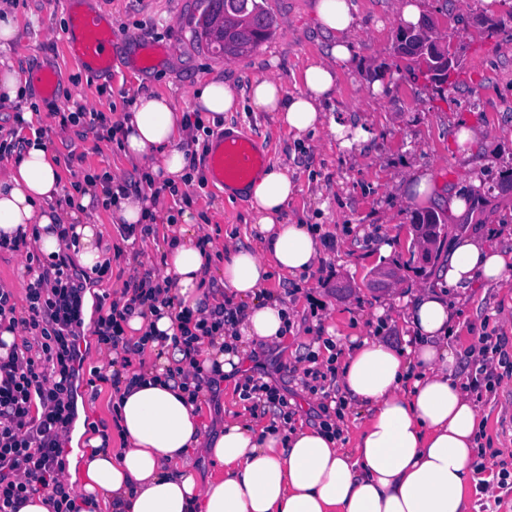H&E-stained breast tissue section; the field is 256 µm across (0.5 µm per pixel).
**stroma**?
Wrapping results in <instances>:
<instances>
[{
    "mask_svg": "<svg viewBox=\"0 0 512 512\" xmlns=\"http://www.w3.org/2000/svg\"><path fill=\"white\" fill-rule=\"evenodd\" d=\"M359 28L353 36L355 54L342 66L326 105L328 114L343 112L373 129L362 151L340 148L329 128L305 142H294L270 113L242 101L224 115L225 126L252 135L269 163L287 162L300 190L283 215L286 223L300 216L321 225L323 254L317 270L305 282L274 274L268 294L287 300L292 332L273 348L248 354L247 375L276 385L293 410L292 424H319L329 405L328 381L305 377L308 356L324 353L325 343L345 345L353 336L374 335L397 349L409 339L395 297L404 296L431 279L435 264L422 263L412 221L417 212L446 213V200H420L399 192L395 179L408 166L429 169L436 182L468 190V172L454 155L457 120L473 114L481 137L477 157L483 186L473 224L512 227V0H425L424 20L432 36L453 46L462 69L452 84L441 87L428 79L424 64L399 49L402 20L396 0H353ZM275 24L271 38L252 52L224 58L197 38L196 23L204 0H0L14 14L18 32L11 45L0 48V62L24 76L51 68L56 94L37 101L31 123L18 125L15 110L0 111V136L25 140L44 132L51 142L68 191L82 189L83 174H120L130 194L150 192L141 170L128 164L117 140L102 138L85 124H62V114L84 106L101 112L115 124L143 93L170 97L183 110L193 108V91L202 79L220 76L246 90L259 75L274 73L286 89H294L301 70L324 59L327 39L314 22V0H262ZM107 16L112 23V69L89 73L68 57L61 45L71 9ZM382 91L372 95V83ZM165 214L196 213L202 231L213 242L212 264L224 263V245L249 246L255 231L247 224L245 199H227L220 187L205 183L184 195H163ZM109 262L95 283L96 293L121 291L130 277L150 272L162 276L158 244L171 234L170 225L150 224L135 240L123 238L112 212L94 215ZM394 243L389 256L379 248ZM459 313L465 323L459 344L468 350L483 337L504 341L512 355V276L495 288L472 289ZM466 389L482 415L479 453L486 466L485 482L469 492L470 512H512V476L500 482L498 472L512 473V364L496 363L480 370L462 364ZM239 379L220 380L207 392L203 421L215 430L223 417L258 426L276 418L274 408L252 409L239 390Z\"/></svg>",
    "mask_w": 512,
    "mask_h": 512,
    "instance_id": "stroma-1",
    "label": "stroma"
}]
</instances>
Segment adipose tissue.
<instances>
[{"label": "adipose tissue", "mask_w": 512, "mask_h": 512, "mask_svg": "<svg viewBox=\"0 0 512 512\" xmlns=\"http://www.w3.org/2000/svg\"><path fill=\"white\" fill-rule=\"evenodd\" d=\"M315 20L329 37L325 60L306 66L295 91L271 76L248 88L252 105L273 113L294 139L328 126L340 147L369 142L370 127L327 118L324 104L334 91L339 65L353 54L357 17L351 0H317ZM242 96L214 77L194 92L197 120L169 98L138 96L120 120L118 138L125 159L142 164L160 188H185L198 175L181 144L191 123L222 120ZM119 178L90 179L81 199L68 195L50 143L29 138L18 162L0 173V235L38 227L36 245L46 255L61 251L65 235L77 237L80 265L104 266L99 227L89 216L93 199L124 224H153L159 206L129 195ZM299 186L287 165L259 171L242 186L250 204L257 246H224V265L215 276L232 305L242 308L234 324L198 344L196 359L231 375L241 368L248 343L275 345L289 331L288 308L262 298L273 273H311L322 254L320 232L307 223H284L282 215ZM210 243L191 210L162 247L164 276L172 283V306L128 319L129 335L145 338L147 362L138 379L116 397L115 436L69 435L71 474L78 483V512H468L466 490L476 482L472 460L482 425L460 374V348L453 343L458 313L452 292L498 284L512 271V251L491 231L457 234L448 241V259L433 282L399 298L401 320L414 337L398 350L363 338L341 361L337 383L361 406L363 421L351 447L339 446L332 432L302 425L280 432L224 419L204 435L201 398L170 380L167 371L183 354L161 344L176 331L174 312L199 321L217 304L200 283L210 269ZM119 448H111L112 439ZM216 472L200 476L198 452Z\"/></svg>", "instance_id": "obj_1"}]
</instances>
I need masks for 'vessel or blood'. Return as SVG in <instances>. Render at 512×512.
<instances>
[{
	"label": "vessel or blood",
	"instance_id": "vessel-or-blood-1",
	"mask_svg": "<svg viewBox=\"0 0 512 512\" xmlns=\"http://www.w3.org/2000/svg\"><path fill=\"white\" fill-rule=\"evenodd\" d=\"M63 44L91 71H105L112 65V27L100 16L72 14ZM265 163V154L245 132L218 135L207 155L211 181L218 186L245 182Z\"/></svg>",
	"mask_w": 512,
	"mask_h": 512
}]
</instances>
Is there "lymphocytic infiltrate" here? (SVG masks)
Segmentation results:
<instances>
[{
    "instance_id": "lymphocytic-infiltrate-1",
    "label": "lymphocytic infiltrate",
    "mask_w": 512,
    "mask_h": 512,
    "mask_svg": "<svg viewBox=\"0 0 512 512\" xmlns=\"http://www.w3.org/2000/svg\"><path fill=\"white\" fill-rule=\"evenodd\" d=\"M28 272L33 280L25 311H18L12 293L0 288V324L19 327L33 340L23 349L10 347L7 357H0V512H19L24 500L38 492L48 496L54 512H74L61 477L67 464L64 441L77 416L78 390L83 385L94 390L105 382L116 389L121 379L97 367L89 369V378L81 376L85 369L80 350L82 303L90 274L78 270L65 252L29 267ZM170 290L169 280L146 274L131 278L118 298L100 297L104 310L94 326L98 342L115 351L133 352L135 346L124 330L128 317L153 306ZM235 318V312L222 306L194 326L183 314H175L178 332L172 345L184 354L175 375L205 383L204 369L194 357L195 343Z\"/></svg>"
}]
</instances>
